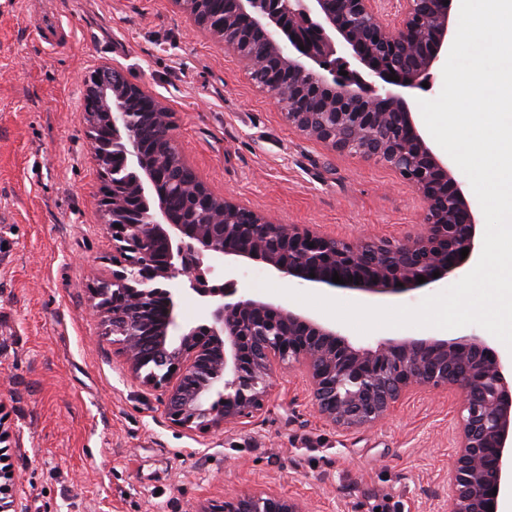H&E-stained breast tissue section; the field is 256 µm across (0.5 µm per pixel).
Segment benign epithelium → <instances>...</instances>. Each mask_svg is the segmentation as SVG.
<instances>
[{
  "label": "benign epithelium",
  "instance_id": "benign-epithelium-1",
  "mask_svg": "<svg viewBox=\"0 0 512 512\" xmlns=\"http://www.w3.org/2000/svg\"><path fill=\"white\" fill-rule=\"evenodd\" d=\"M224 45L257 50L260 31L273 50L266 56V80L288 84L292 109L288 126L339 152L396 169L427 201L420 232L391 241L336 239L299 224H276L252 210L217 200L222 224L177 221L170 210L167 173L151 164L127 113L83 112L90 124L104 118L108 140L120 143L119 165L103 171L99 213H112L117 270L112 282L133 279L130 294L116 308L103 286L93 284L94 308L122 345L135 374L156 360L165 372L145 380L166 393L171 423L182 429L241 424L262 410L273 391L274 365L297 367L310 386L318 414L336 427H366L381 421L413 388L452 385L463 393L458 410L457 450L448 474V512L499 509L512 489V355L491 336L381 339L356 347L336 327L290 306L238 294L235 281L207 284L209 269L255 260L288 281L358 289L371 294L431 287L480 256L478 222L448 162L437 156L419 131L406 96L422 88L450 41L451 6L443 0H232ZM288 19V37L282 20ZM349 59L329 58L336 42ZM347 75H341V72ZM397 80H390L388 76ZM125 92L162 101L104 64L88 71L87 95L112 101V84ZM355 82L351 97L336 99V111L313 104L311 86ZM469 248L466 257L460 250ZM439 273L433 277V273ZM315 277H310V274ZM338 274L344 284L332 282ZM425 278L424 283L417 277ZM193 292L209 311L207 322L180 320L179 296ZM163 300L161 318L154 306ZM224 391L225 404L209 403ZM497 494H492V491ZM224 512H305L302 502L273 493L224 498Z\"/></svg>",
  "mask_w": 512,
  "mask_h": 512
}]
</instances>
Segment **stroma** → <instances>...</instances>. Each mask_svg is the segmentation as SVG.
Returning <instances> with one entry per match:
<instances>
[{"mask_svg":"<svg viewBox=\"0 0 512 512\" xmlns=\"http://www.w3.org/2000/svg\"><path fill=\"white\" fill-rule=\"evenodd\" d=\"M60 23L58 46L42 38ZM108 62L177 124L181 156L219 197L338 239L418 232L423 195L393 168L334 152L288 126L246 65L173 0H0V417L11 478L0 512H203L274 492L307 512H448L460 394L421 388L381 423L345 430L317 413L300 372L276 367L261 411L238 425L173 426L162 391L131 373L94 303L89 271L112 277V233L96 213L99 167L82 75ZM243 293L288 303L260 262ZM415 307L426 288L372 295Z\"/></svg>","mask_w":512,"mask_h":512,"instance_id":"stroma-1","label":"stroma"}]
</instances>
